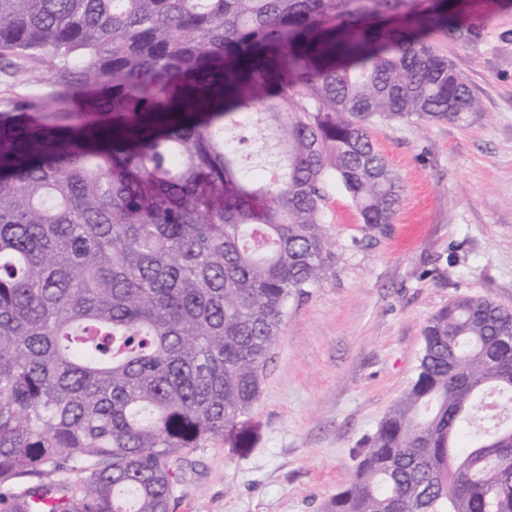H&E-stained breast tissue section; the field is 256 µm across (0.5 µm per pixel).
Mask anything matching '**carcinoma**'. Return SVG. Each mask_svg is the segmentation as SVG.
I'll use <instances>...</instances> for the list:
<instances>
[{"mask_svg":"<svg viewBox=\"0 0 512 512\" xmlns=\"http://www.w3.org/2000/svg\"><path fill=\"white\" fill-rule=\"evenodd\" d=\"M463 0H0V512H171L258 402L290 299L402 186L370 129L464 124ZM269 160L259 182L241 145ZM323 512H512V310L468 295ZM60 479H52V475Z\"/></svg>","mask_w":512,"mask_h":512,"instance_id":"cac0c4a2","label":"carcinoma"}]
</instances>
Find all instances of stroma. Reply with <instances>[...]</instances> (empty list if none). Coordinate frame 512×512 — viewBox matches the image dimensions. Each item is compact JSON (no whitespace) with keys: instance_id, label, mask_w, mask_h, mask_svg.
<instances>
[{"instance_id":"1","label":"stroma","mask_w":512,"mask_h":512,"mask_svg":"<svg viewBox=\"0 0 512 512\" xmlns=\"http://www.w3.org/2000/svg\"><path fill=\"white\" fill-rule=\"evenodd\" d=\"M480 14L478 42L443 46L479 117L372 127L403 185L393 224L366 234L343 186L327 187L337 260L288 304L246 420L251 443L227 434L177 454L172 512H321L413 380L427 320L460 295L512 309V0ZM355 237L363 248L347 251Z\"/></svg>"}]
</instances>
